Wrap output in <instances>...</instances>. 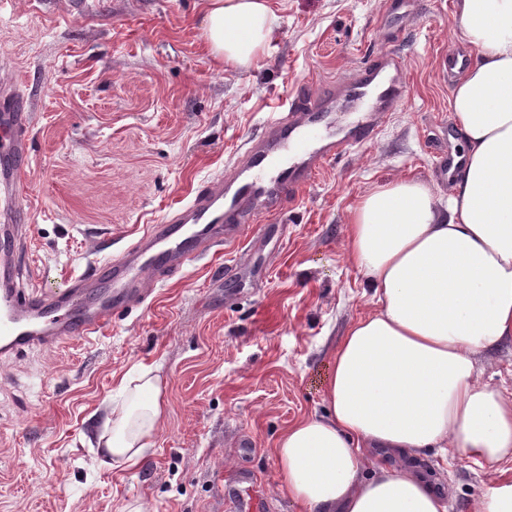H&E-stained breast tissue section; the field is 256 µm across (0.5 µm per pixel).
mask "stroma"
<instances>
[{"label":"stroma","mask_w":512,"mask_h":512,"mask_svg":"<svg viewBox=\"0 0 512 512\" xmlns=\"http://www.w3.org/2000/svg\"><path fill=\"white\" fill-rule=\"evenodd\" d=\"M278 35L258 67H219L200 37L204 0H0V82L26 91L32 229L16 281L59 291L119 254L243 150L286 96L320 90L399 50L409 93L374 142L326 165L283 210L260 213L90 340L0 361V512H300L278 489V436L323 414L324 377L349 323L374 308L348 262L349 211L376 185L436 177L452 126L455 0H270ZM241 267L228 274V265ZM159 366L164 419L139 466L99 464L118 379ZM248 439L249 450L238 442ZM417 466L469 512L487 473L430 451Z\"/></svg>","instance_id":"1"}]
</instances>
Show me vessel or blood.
I'll list each match as a JSON object with an SVG mask.
<instances>
[{
	"instance_id": "obj_1",
	"label": "vessel or blood",
	"mask_w": 512,
	"mask_h": 512,
	"mask_svg": "<svg viewBox=\"0 0 512 512\" xmlns=\"http://www.w3.org/2000/svg\"><path fill=\"white\" fill-rule=\"evenodd\" d=\"M407 95L402 56L393 49L363 62L319 95L304 91L273 113L224 173L195 189L183 205L149 225L104 265L90 266L60 292L14 284L30 224L21 204V172L31 121L18 85H0V358L57 347L102 333L114 313L144 303L167 279L212 244H231L259 212L280 210L327 163L374 140L383 118Z\"/></svg>"
}]
</instances>
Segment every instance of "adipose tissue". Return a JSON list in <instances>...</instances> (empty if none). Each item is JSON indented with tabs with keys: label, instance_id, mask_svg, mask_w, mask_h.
Instances as JSON below:
<instances>
[{
	"label": "adipose tissue",
	"instance_id": "adipose-tissue-1",
	"mask_svg": "<svg viewBox=\"0 0 512 512\" xmlns=\"http://www.w3.org/2000/svg\"><path fill=\"white\" fill-rule=\"evenodd\" d=\"M476 51L449 101L465 158L447 206L396 180L363 194L346 229L349 262L375 309L353 321L325 378L326 413L275 444L279 490L301 512H448L425 452L492 466L471 512H512V395L479 359L512 340V0H457ZM279 27L269 0H206L202 38L232 69L257 66ZM137 406L106 418L103 466L137 467L164 407L153 369L124 375Z\"/></svg>",
	"mask_w": 512,
	"mask_h": 512
}]
</instances>
